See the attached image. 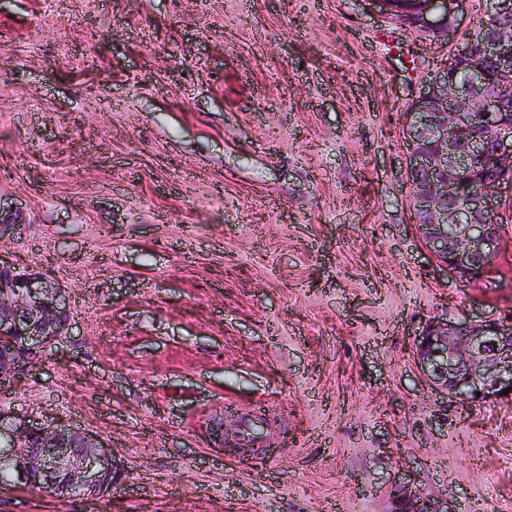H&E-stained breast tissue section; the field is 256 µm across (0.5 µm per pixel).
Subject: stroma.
<instances>
[{
  "label": "stroma",
  "instance_id": "1",
  "mask_svg": "<svg viewBox=\"0 0 512 512\" xmlns=\"http://www.w3.org/2000/svg\"><path fill=\"white\" fill-rule=\"evenodd\" d=\"M448 41L368 0H0V261L74 320L0 408L102 438L104 501L0 488V512H388L386 487L512 512V402L424 386L429 318L512 313L424 251L403 114ZM264 410L275 463L222 445Z\"/></svg>",
  "mask_w": 512,
  "mask_h": 512
}]
</instances>
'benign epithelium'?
Listing matches in <instances>:
<instances>
[{"mask_svg":"<svg viewBox=\"0 0 512 512\" xmlns=\"http://www.w3.org/2000/svg\"><path fill=\"white\" fill-rule=\"evenodd\" d=\"M389 20L424 36H448L459 0H427V10L396 15L394 0H373ZM483 21L466 34L469 46L512 74V31L495 21L506 0H488ZM461 53L442 75L421 82L404 113L407 202L417 233L438 266L467 284L488 281L505 245L501 190H512V122L497 85L476 70L453 78ZM469 185L458 195L459 186ZM66 291L38 273L0 264V382L25 377L71 326ZM410 355L428 388L463 403L512 402V317H433L413 337ZM12 484L65 500L110 494L121 465L112 449L86 432L39 423L0 409V464ZM391 512H451L448 496L428 497L407 483L387 488Z\"/></svg>","mask_w":512,"mask_h":512,"instance_id":"1","label":"benign epithelium"}]
</instances>
